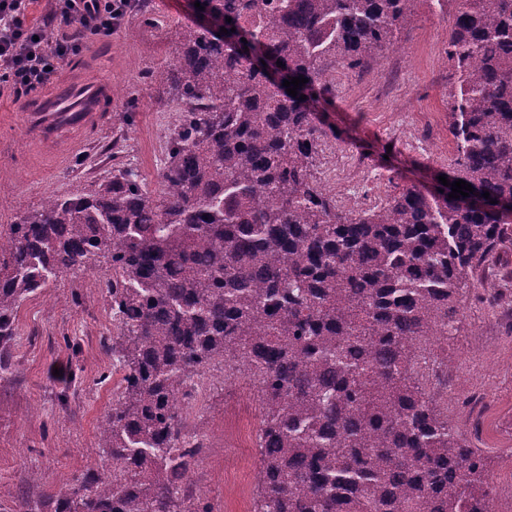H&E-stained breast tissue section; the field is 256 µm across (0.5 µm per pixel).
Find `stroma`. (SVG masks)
Listing matches in <instances>:
<instances>
[{"label":"stroma","mask_w":512,"mask_h":512,"mask_svg":"<svg viewBox=\"0 0 512 512\" xmlns=\"http://www.w3.org/2000/svg\"><path fill=\"white\" fill-rule=\"evenodd\" d=\"M455 0H417L410 24L393 44L361 66L328 73L320 100L324 131L314 158L318 184L343 208H365L413 183L429 187L455 154L448 90V31ZM189 0H150L147 14L129 11L111 38L93 40L96 78L112 83V126L91 135L69 164L42 174L25 165L22 124L0 130L12 141L0 155V224L39 207L50 194L84 191L115 170L137 168L150 189L179 115L160 97L159 75L176 56L171 32L196 23ZM103 273L71 275L24 301L18 309L12 368L0 372V512H15L26 496H58L95 464L98 422L118 389L113 356L104 346L113 332ZM459 330L448 342V413L464 419L459 392L484 393L480 426L467 435L485 455L497 484L512 481V351L501 345L505 325L474 294L461 302ZM255 406L253 389L212 387L190 422L208 436L192 486L222 495L226 458H257L224 434V398Z\"/></svg>","instance_id":"stroma-1"}]
</instances>
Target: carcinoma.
Here are the masks:
<instances>
[{
  "label": "carcinoma",
  "instance_id": "carcinoma-1",
  "mask_svg": "<svg viewBox=\"0 0 512 512\" xmlns=\"http://www.w3.org/2000/svg\"><path fill=\"white\" fill-rule=\"evenodd\" d=\"M199 2L206 22L176 31L165 76L181 116L159 189L125 169L0 225V370L21 303L103 266L121 372L98 424L107 475L18 512H213L180 484L201 449L176 401L221 365L259 405L252 512H497L487 459L420 361L512 238V0H456L448 36L445 175L475 192L410 185L352 210L314 180L315 104L328 68L391 44L414 0ZM258 50L308 79L297 96Z\"/></svg>",
  "mask_w": 512,
  "mask_h": 512
}]
</instances>
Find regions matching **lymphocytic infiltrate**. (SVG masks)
<instances>
[{
  "label": "lymphocytic infiltrate",
  "instance_id": "obj_1",
  "mask_svg": "<svg viewBox=\"0 0 512 512\" xmlns=\"http://www.w3.org/2000/svg\"><path fill=\"white\" fill-rule=\"evenodd\" d=\"M30 0H0V96L21 99L47 85L59 65L87 41L111 35L131 0H55L50 40L26 22Z\"/></svg>",
  "mask_w": 512,
  "mask_h": 512
}]
</instances>
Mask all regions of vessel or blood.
I'll list each match as a JSON object with an SVG mask.
<instances>
[{"label":"vessel or blood","mask_w":512,"mask_h":512,"mask_svg":"<svg viewBox=\"0 0 512 512\" xmlns=\"http://www.w3.org/2000/svg\"><path fill=\"white\" fill-rule=\"evenodd\" d=\"M94 64L92 56H82L56 89L30 94L24 131L33 167L51 169L65 164L85 149L86 135L109 127L112 87L91 78Z\"/></svg>","instance_id":"obj_1"}]
</instances>
